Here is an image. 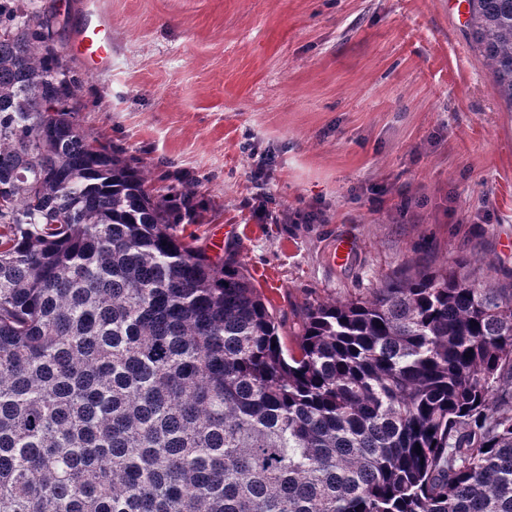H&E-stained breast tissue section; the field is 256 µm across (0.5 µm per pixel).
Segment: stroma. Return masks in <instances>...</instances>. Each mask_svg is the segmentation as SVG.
Returning <instances> with one entry per match:
<instances>
[{
  "instance_id": "obj_1",
  "label": "stroma",
  "mask_w": 512,
  "mask_h": 512,
  "mask_svg": "<svg viewBox=\"0 0 512 512\" xmlns=\"http://www.w3.org/2000/svg\"><path fill=\"white\" fill-rule=\"evenodd\" d=\"M39 2L67 15L77 100L97 104L76 122L154 195L189 193L179 232L213 258L235 250L286 322L458 258L512 279V112L455 0ZM92 12L112 23L94 72L72 47Z\"/></svg>"
}]
</instances>
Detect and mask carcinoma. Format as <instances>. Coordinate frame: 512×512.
Instances as JSON below:
<instances>
[{
    "instance_id": "carcinoma-1",
    "label": "carcinoma",
    "mask_w": 512,
    "mask_h": 512,
    "mask_svg": "<svg viewBox=\"0 0 512 512\" xmlns=\"http://www.w3.org/2000/svg\"><path fill=\"white\" fill-rule=\"evenodd\" d=\"M466 2L512 112V0ZM65 24L0 0V512H512V283L405 272L284 349L237 252L79 127Z\"/></svg>"
}]
</instances>
